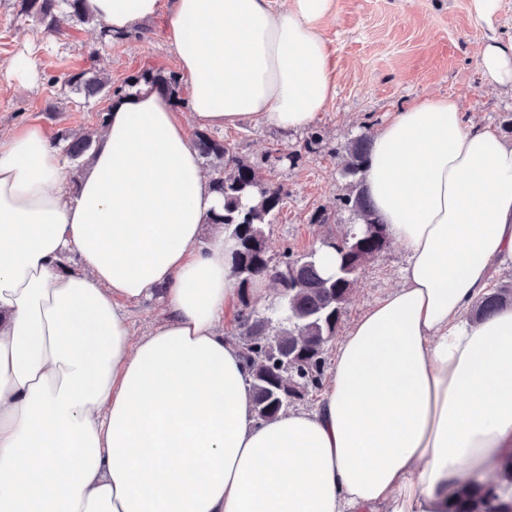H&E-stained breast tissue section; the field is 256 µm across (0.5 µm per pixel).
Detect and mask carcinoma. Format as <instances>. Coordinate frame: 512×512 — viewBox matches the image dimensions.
<instances>
[{"mask_svg": "<svg viewBox=\"0 0 512 512\" xmlns=\"http://www.w3.org/2000/svg\"><path fill=\"white\" fill-rule=\"evenodd\" d=\"M20 13L37 22L49 34L61 31L62 21L95 22L86 0H18ZM65 84L89 100L109 87L107 78L90 69L67 75ZM150 87L168 96L175 105L185 104L182 82L175 72L146 69L127 81V87ZM57 143L73 160L91 149L89 133H57ZM372 142L363 133L344 148L342 172L352 194L344 199L358 224L329 234L324 246L336 252V271L321 274L317 251L300 256L285 251L278 263L267 255L266 226L273 223L284 200L282 186L262 172L229 144L206 132L195 135L193 147L203 158L216 160L210 174L214 192L223 198V209L208 223L224 228L234 241L231 275L238 288L239 308L232 333L241 339V352L250 369L252 414L266 422L288 411L297 401L320 389L326 364V347L335 338L350 300L351 290L364 263L379 256L389 237L364 188V175ZM261 279L280 289L282 314L278 320L255 310L250 290ZM512 305V286L499 284L473 305V317L483 320ZM492 479L472 476L457 490L447 512H512V453L495 466Z\"/></svg>", "mask_w": 512, "mask_h": 512, "instance_id": "1", "label": "carcinoma"}]
</instances>
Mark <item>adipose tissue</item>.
I'll return each instance as SVG.
<instances>
[{"instance_id": "obj_1", "label": "adipose tissue", "mask_w": 512, "mask_h": 512, "mask_svg": "<svg viewBox=\"0 0 512 512\" xmlns=\"http://www.w3.org/2000/svg\"><path fill=\"white\" fill-rule=\"evenodd\" d=\"M333 0H174L166 37L203 125H308L334 92ZM125 31L160 0H87ZM489 85L512 86V41ZM364 184L406 254L402 284L336 346L311 411L251 412L233 243L179 112L117 99L77 191L38 123L0 138V512H446L512 452V306L472 320L512 263V145L458 101L410 106ZM80 260L63 271L68 253ZM167 315L133 336L130 302Z\"/></svg>"}]
</instances>
